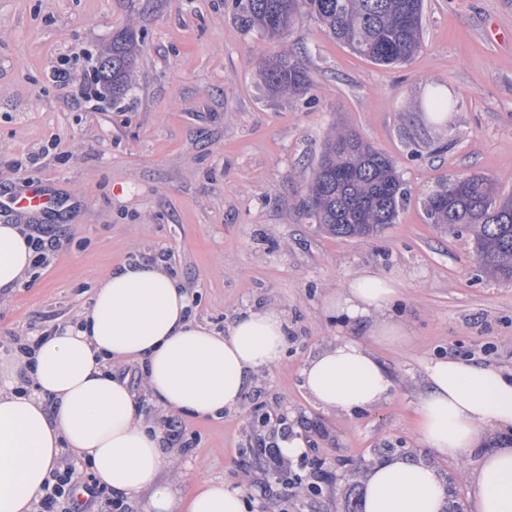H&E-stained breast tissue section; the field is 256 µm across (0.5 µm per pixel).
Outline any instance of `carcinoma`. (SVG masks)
<instances>
[{"mask_svg": "<svg viewBox=\"0 0 512 512\" xmlns=\"http://www.w3.org/2000/svg\"><path fill=\"white\" fill-rule=\"evenodd\" d=\"M236 20L246 30L284 39L304 15L354 53L377 65L411 60L422 47L423 0H235ZM137 38L127 31L112 36V53L99 57L94 76L103 97L113 102L130 89ZM260 77L273 95L307 90L311 77L303 63L280 57L265 63ZM313 215L337 237L365 238L395 222L406 189L394 161L353 131L327 139L308 186ZM427 210L436 224L470 230L484 270L512 280V198L498 199L481 175L457 177L430 197Z\"/></svg>", "mask_w": 512, "mask_h": 512, "instance_id": "carcinoma-1", "label": "carcinoma"}]
</instances>
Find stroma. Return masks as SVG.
Listing matches in <instances>:
<instances>
[{"label": "stroma", "mask_w": 512, "mask_h": 512, "mask_svg": "<svg viewBox=\"0 0 512 512\" xmlns=\"http://www.w3.org/2000/svg\"><path fill=\"white\" fill-rule=\"evenodd\" d=\"M125 29L139 53L121 101L77 99L55 83L64 67L90 88L93 57ZM290 53L312 84L271 96L258 62ZM437 89L449 103L444 125L418 108ZM344 128L389 155L408 188L395 223L365 239L328 234L307 208L326 137ZM473 173L512 196V0H424L421 50L389 67L309 17L283 41L242 31L232 0H0V224L25 223L10 195L34 179L64 203L42 218L55 252L0 302V342L76 318L113 268L163 250L198 323L223 332L262 305L288 320L283 358L252 376L237 410L182 417L192 446L174 449L162 482L221 480L273 512H350L371 464L395 456L433 464L451 512H468L469 482L421 445L414 409L435 357L512 370V281L479 267L472 232L449 233L426 209L446 177ZM365 268L399 281L409 335L375 348L390 398L345 417L312 403L300 372L350 335L324 300ZM281 415L315 446L320 495L284 497L266 469L261 446L280 441Z\"/></svg>", "instance_id": "obj_1"}]
</instances>
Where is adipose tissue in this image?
<instances>
[{
  "label": "adipose tissue",
  "instance_id": "ef3b65f1",
  "mask_svg": "<svg viewBox=\"0 0 512 512\" xmlns=\"http://www.w3.org/2000/svg\"><path fill=\"white\" fill-rule=\"evenodd\" d=\"M36 253L24 226L0 224V292L21 287ZM395 280L371 271L325 300L327 313L363 329L310 357L303 388L320 407L345 415L388 398L393 383L369 342L395 345L406 328L391 307ZM177 280L153 263L122 265L100 282L77 320L40 338L33 355L0 358V512H35L62 452L81 454L96 480L125 497L145 496L143 512H250L246 493L200 480L191 494L160 481L172 456L160 429L146 425L127 381L111 363L143 366L165 412L218 417L237 409L250 375L275 365L288 323L276 307L247 310L219 333L194 323ZM421 444L464 462L476 459L472 512H512V445L474 457L490 433L512 430V372L460 357L426 365L415 406ZM364 512H445V481L430 464L395 459L363 480Z\"/></svg>",
  "mask_w": 512,
  "mask_h": 512
}]
</instances>
